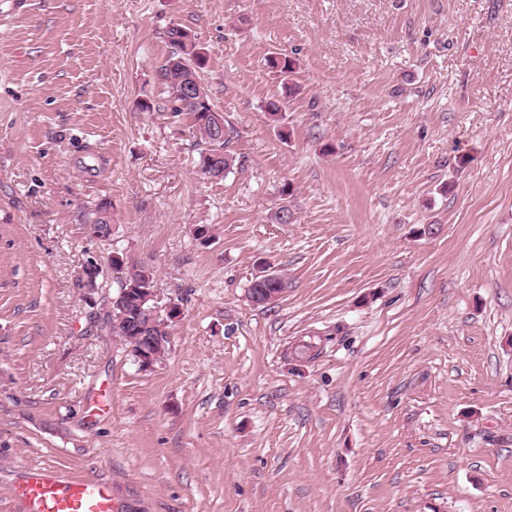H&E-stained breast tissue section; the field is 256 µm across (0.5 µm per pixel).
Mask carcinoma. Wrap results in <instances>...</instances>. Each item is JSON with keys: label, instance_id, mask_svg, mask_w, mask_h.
Returning <instances> with one entry per match:
<instances>
[{"label": "carcinoma", "instance_id": "cac0c4a2", "mask_svg": "<svg viewBox=\"0 0 512 512\" xmlns=\"http://www.w3.org/2000/svg\"><path fill=\"white\" fill-rule=\"evenodd\" d=\"M181 37L182 26L180 25H172L163 32L168 54L155 70V82L160 89L159 102L155 104L147 102L143 105V109L148 112H162L173 122H189V130L199 150V167H213L219 164L221 173L226 175L231 172L236 162V157L230 150L234 131L226 124L223 133L214 132L213 126L206 120L208 107L188 99L181 92L180 73L174 61L179 58L186 60L191 55L182 43ZM267 65L286 80L289 79V74L293 73V63L286 57L270 56L267 58ZM109 208L110 203L106 201L98 203L95 210L87 217V228L91 229L97 224H106L111 221L107 214ZM143 272L142 267L127 266L122 275L115 277L117 290L121 291L129 287L133 281L143 275Z\"/></svg>", "mask_w": 512, "mask_h": 512}]
</instances>
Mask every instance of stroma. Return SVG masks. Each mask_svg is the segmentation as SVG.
Wrapping results in <instances>:
<instances>
[{
    "label": "stroma",
    "mask_w": 512,
    "mask_h": 512,
    "mask_svg": "<svg viewBox=\"0 0 512 512\" xmlns=\"http://www.w3.org/2000/svg\"><path fill=\"white\" fill-rule=\"evenodd\" d=\"M172 24L221 180L141 109ZM115 253L183 311L150 367L82 286ZM45 465L115 512H512V0H0V512ZM109 208L110 203L107 201H101L96 205L95 210L87 217L85 224H87L89 232L95 225L102 224L94 228L92 231L93 235L96 237H105L112 234V224L108 223L111 221L110 216L107 214V209Z\"/></svg>",
    "instance_id": "35a3bbf8"
}]
</instances>
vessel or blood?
Instances as JSON below:
<instances>
[{
  "mask_svg": "<svg viewBox=\"0 0 512 512\" xmlns=\"http://www.w3.org/2000/svg\"><path fill=\"white\" fill-rule=\"evenodd\" d=\"M11 499L14 512H114L111 485L54 466L28 470Z\"/></svg>",
  "mask_w": 512,
  "mask_h": 512,
  "instance_id": "1",
  "label": "vessel or blood"
}]
</instances>
